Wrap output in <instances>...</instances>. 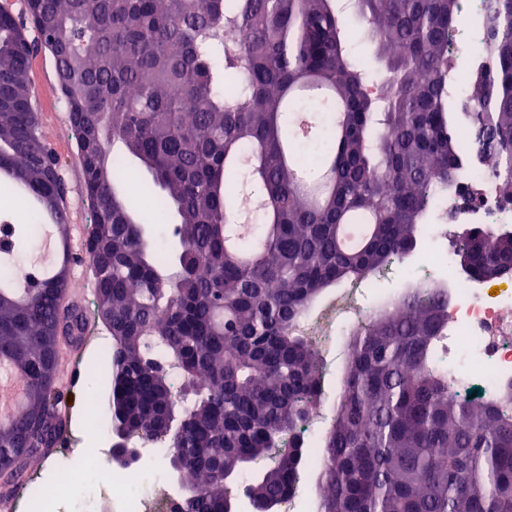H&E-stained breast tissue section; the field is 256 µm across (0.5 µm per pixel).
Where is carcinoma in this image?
Listing matches in <instances>:
<instances>
[{
  "mask_svg": "<svg viewBox=\"0 0 512 512\" xmlns=\"http://www.w3.org/2000/svg\"><path fill=\"white\" fill-rule=\"evenodd\" d=\"M360 39L385 63L369 90L337 0H46L37 39L63 30L56 68L73 95L78 153L102 159L85 183L95 308L112 331L106 415L132 444L171 440L192 489L182 512H224L231 479L284 447L250 487L253 512L288 497L306 454L300 434L321 401L320 359L292 330L326 290L360 282L416 250L434 193L461 174L451 37L462 0H356ZM464 115L504 198L512 200V0H489ZM35 41L0 18V185L33 223L64 196L32 99ZM322 143L314 162L296 151ZM144 188L140 211L127 180ZM260 213L255 245L229 230ZM168 225L164 243L155 226ZM362 224L352 246L340 225ZM28 225L0 212V269ZM467 276L512 265V233L469 228L453 253ZM69 258L28 265L26 289L0 276V377L23 399L0 423V460L55 447L58 352L36 342L86 322L63 309ZM448 292L423 280L353 331L342 390L318 448L319 512H512V412L448 390L438 346Z\"/></svg>",
  "mask_w": 512,
  "mask_h": 512,
  "instance_id": "cac0c4a2",
  "label": "carcinoma"
}]
</instances>
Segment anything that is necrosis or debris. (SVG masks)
Wrapping results in <instances>:
<instances>
[{
    "mask_svg": "<svg viewBox=\"0 0 512 512\" xmlns=\"http://www.w3.org/2000/svg\"><path fill=\"white\" fill-rule=\"evenodd\" d=\"M465 175L460 189L437 193L434 217L424 225L430 244L426 259L430 287L448 291V328L444 364L448 384L465 395L479 388L482 395L502 396L512 386V281L495 287L493 281L475 282L458 275L448 236L455 224H488L499 230L512 228V203L500 197L498 184L487 171L479 146L471 136L462 139ZM476 191L478 204H470L469 191ZM330 311L316 344L320 351L335 349L347 329L365 319L364 309L344 294L328 300ZM89 480L99 484L112 500L116 512H150L158 492L147 483L144 470L125 471L115 479L108 468L96 464L69 473L68 482Z\"/></svg>",
    "mask_w": 512,
    "mask_h": 512,
    "instance_id": "1",
    "label": "necrosis or debris"
}]
</instances>
